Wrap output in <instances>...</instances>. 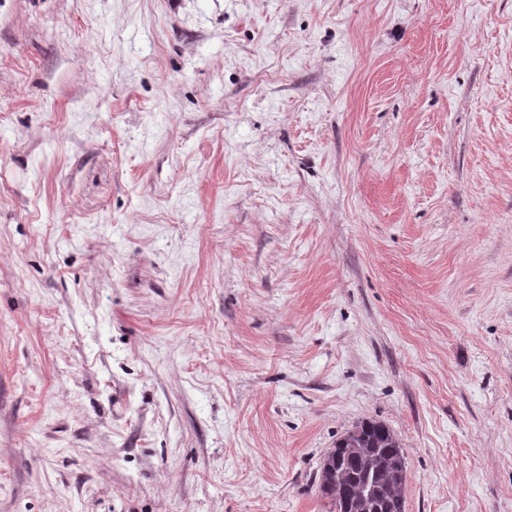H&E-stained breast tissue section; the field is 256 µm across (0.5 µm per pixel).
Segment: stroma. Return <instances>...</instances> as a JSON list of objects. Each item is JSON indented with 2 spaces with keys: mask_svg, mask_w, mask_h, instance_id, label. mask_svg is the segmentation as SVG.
<instances>
[{
  "mask_svg": "<svg viewBox=\"0 0 512 512\" xmlns=\"http://www.w3.org/2000/svg\"><path fill=\"white\" fill-rule=\"evenodd\" d=\"M512 512V0H0V512ZM319 485L336 512H404L406 467L396 436L362 421L325 456Z\"/></svg>",
  "mask_w": 512,
  "mask_h": 512,
  "instance_id": "1",
  "label": "stroma"
}]
</instances>
